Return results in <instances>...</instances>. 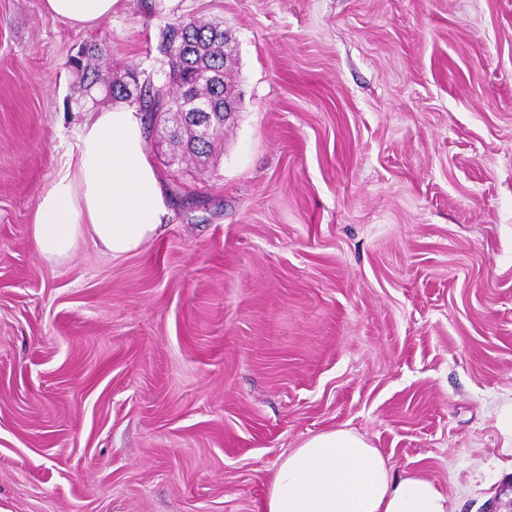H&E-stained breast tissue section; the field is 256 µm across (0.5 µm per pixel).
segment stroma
<instances>
[{"label": "stroma", "mask_w": 512, "mask_h": 512, "mask_svg": "<svg viewBox=\"0 0 512 512\" xmlns=\"http://www.w3.org/2000/svg\"><path fill=\"white\" fill-rule=\"evenodd\" d=\"M187 16L234 39L216 166L168 165L159 117L157 238L44 262L72 56L160 81ZM511 401L512 0H120L90 30L0 0V512H259L333 429L483 512Z\"/></svg>", "instance_id": "1"}]
</instances>
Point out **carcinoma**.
Returning a JSON list of instances; mask_svg holds the SVG:
<instances>
[{
    "mask_svg": "<svg viewBox=\"0 0 512 512\" xmlns=\"http://www.w3.org/2000/svg\"><path fill=\"white\" fill-rule=\"evenodd\" d=\"M161 52L167 70L163 83L156 85L150 79L138 80L135 70L119 78L112 76L96 63L102 57L100 45H85L80 56L71 60L79 78L80 98L86 101L90 89L102 88V99L137 106L148 130L157 116L171 115L176 150L169 165L191 162L204 169L213 167L217 162L215 135L224 128V88L232 87L226 66L232 49L224 40L223 23L182 18L163 32Z\"/></svg>",
    "mask_w": 512,
    "mask_h": 512,
    "instance_id": "carcinoma-1",
    "label": "carcinoma"
}]
</instances>
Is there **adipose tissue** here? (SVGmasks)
Masks as SVG:
<instances>
[{
  "label": "adipose tissue",
  "mask_w": 512,
  "mask_h": 512,
  "mask_svg": "<svg viewBox=\"0 0 512 512\" xmlns=\"http://www.w3.org/2000/svg\"><path fill=\"white\" fill-rule=\"evenodd\" d=\"M119 0H44L51 16L79 28L111 18ZM167 214L141 114L124 105L96 112L78 150L39 193L30 225L45 262L74 257L80 242L121 258L152 241ZM260 512H450L447 493L417 471L394 474L380 449L346 429L318 433L272 474Z\"/></svg>",
  "instance_id": "ef3b65f1"
}]
</instances>
